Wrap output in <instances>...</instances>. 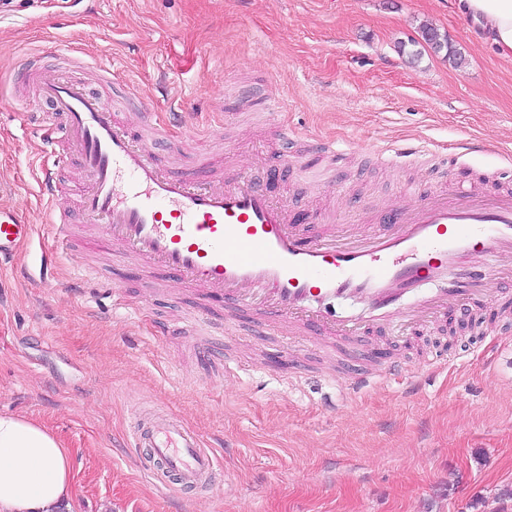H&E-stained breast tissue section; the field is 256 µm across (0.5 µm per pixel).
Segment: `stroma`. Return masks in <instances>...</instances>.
<instances>
[{
    "mask_svg": "<svg viewBox=\"0 0 512 512\" xmlns=\"http://www.w3.org/2000/svg\"><path fill=\"white\" fill-rule=\"evenodd\" d=\"M424 24L461 63L419 42ZM32 55L42 75L106 98L133 84L167 127L154 151L170 171L204 158L218 186L247 169L291 212L360 235L411 191L512 188L497 177L512 154V63L476 42L469 17L449 0L0 7V205L37 226L0 263V414L62 441L73 512H512V279L473 329L451 313L412 330L370 324L358 343L249 310L231 319L218 301L195 315L199 289L102 246L103 225L83 219L86 178L62 124L12 82ZM44 165L58 171L67 250L37 183ZM386 362L406 378L380 380ZM362 373L369 382L349 391ZM155 410L216 456L206 488L177 485L149 449L130 452L131 427Z\"/></svg>",
    "mask_w": 512,
    "mask_h": 512,
    "instance_id": "35a3bbf8",
    "label": "stroma"
}]
</instances>
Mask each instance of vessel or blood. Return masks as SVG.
<instances>
[{"label":"vessel or blood","mask_w":512,"mask_h":512,"mask_svg":"<svg viewBox=\"0 0 512 512\" xmlns=\"http://www.w3.org/2000/svg\"><path fill=\"white\" fill-rule=\"evenodd\" d=\"M40 95L62 118L87 175V222L106 225L111 242L173 282L223 297L226 310L257 302L264 314L336 336L396 318L414 322L452 300L465 301L475 321L495 296L497 262L512 259L511 195L427 192L388 205L383 223L360 239L304 234L287 202L248 171L224 186H200L197 169L167 172L149 143L134 142L111 99L55 81L43 82ZM34 232L17 208L1 205L0 262ZM427 281L439 282L437 293L422 292ZM339 297L358 301L355 316L339 319L330 306ZM132 438L181 484L202 488L215 474L199 435L166 413L138 421Z\"/></svg>","instance_id":"b4317fda"}]
</instances>
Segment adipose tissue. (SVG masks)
Instances as JSON below:
<instances>
[{
  "mask_svg": "<svg viewBox=\"0 0 512 512\" xmlns=\"http://www.w3.org/2000/svg\"><path fill=\"white\" fill-rule=\"evenodd\" d=\"M480 21L498 56L512 62V0H457ZM72 500L68 452L46 428L0 415V512H66Z\"/></svg>",
  "mask_w": 512,
  "mask_h": 512,
  "instance_id": "ef3b65f1",
  "label": "adipose tissue"
}]
</instances>
